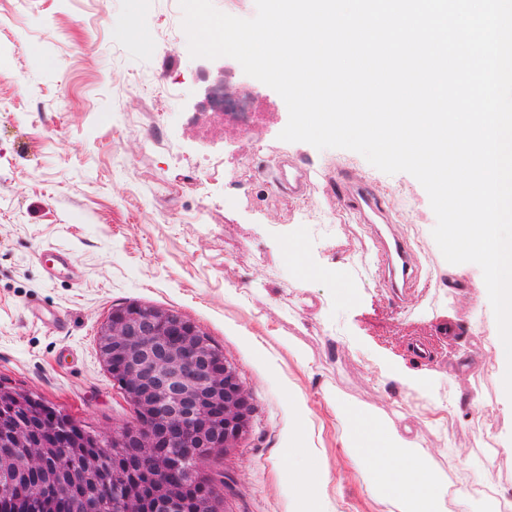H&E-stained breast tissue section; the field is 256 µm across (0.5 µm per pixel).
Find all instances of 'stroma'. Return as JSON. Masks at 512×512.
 <instances>
[{"mask_svg": "<svg viewBox=\"0 0 512 512\" xmlns=\"http://www.w3.org/2000/svg\"><path fill=\"white\" fill-rule=\"evenodd\" d=\"M182 18L175 0H0V385L110 438L137 416L99 356L100 327L120 306L170 309L223 353L253 408L237 446L197 464L219 512H295L282 450L296 397L329 475L326 512H387L340 441L348 404L406 430L438 482L512 489L481 268L445 260L412 175L280 140L288 109L269 86L251 128L193 121L217 79H254L233 58L191 57ZM144 73L174 94L154 96ZM214 157L223 167L206 169ZM347 176L375 187L418 258L414 300L367 272L370 235L338 201ZM58 251L68 267L53 266ZM439 401L457 408L432 430Z\"/></svg>", "mask_w": 512, "mask_h": 512, "instance_id": "1", "label": "stroma"}]
</instances>
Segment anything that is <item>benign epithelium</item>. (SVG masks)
<instances>
[{
    "label": "benign epithelium",
    "mask_w": 512,
    "mask_h": 512,
    "mask_svg": "<svg viewBox=\"0 0 512 512\" xmlns=\"http://www.w3.org/2000/svg\"><path fill=\"white\" fill-rule=\"evenodd\" d=\"M98 350L112 381L136 409V423L112 435L126 449L98 470L91 455L62 458L55 473L32 480L43 451L75 427L58 415L31 411L39 441L20 427L11 395L0 393V434L13 433L21 456L0 460V512H184L188 487L194 512H218L214 489L200 482L196 462L233 448L249 427L251 404L236 371L191 321L168 309L132 304L112 311L99 331Z\"/></svg>",
    "instance_id": "benign-epithelium-1"
}]
</instances>
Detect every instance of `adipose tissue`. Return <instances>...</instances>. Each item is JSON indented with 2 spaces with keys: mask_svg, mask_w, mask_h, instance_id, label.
Here are the masks:
<instances>
[{
  "mask_svg": "<svg viewBox=\"0 0 512 512\" xmlns=\"http://www.w3.org/2000/svg\"><path fill=\"white\" fill-rule=\"evenodd\" d=\"M336 418L342 426L345 447L353 449L372 475L368 491L373 497L384 501L393 512H446L448 489L424 480L429 454L420 445L387 428L375 410L346 406L337 411ZM399 457L406 460L405 468L400 470L394 467ZM283 461L299 489L296 512H319L327 480L316 470L312 455L300 454L292 438Z\"/></svg>",
  "mask_w": 512,
  "mask_h": 512,
  "instance_id": "1",
  "label": "adipose tissue"
}]
</instances>
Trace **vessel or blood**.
<instances>
[{"label": "vessel or blood", "mask_w": 512, "mask_h": 512, "mask_svg": "<svg viewBox=\"0 0 512 512\" xmlns=\"http://www.w3.org/2000/svg\"><path fill=\"white\" fill-rule=\"evenodd\" d=\"M343 200L363 223L375 225L374 244L385 256L382 275L390 288L401 293L412 288L417 278L416 259L406 239L388 225L386 210L372 187L363 181H344Z\"/></svg>", "instance_id": "1"}]
</instances>
